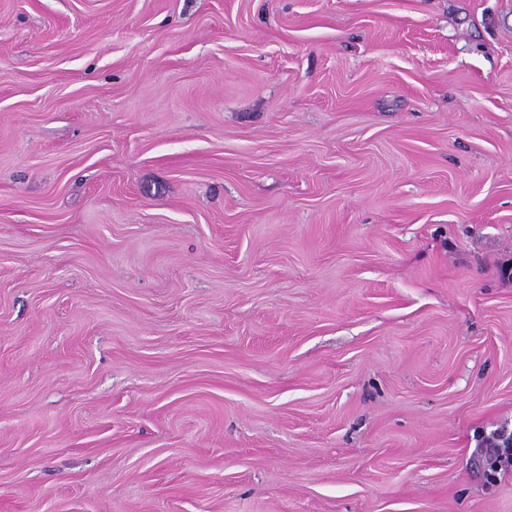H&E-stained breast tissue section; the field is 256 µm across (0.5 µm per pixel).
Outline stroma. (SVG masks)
<instances>
[{"label": "stroma", "mask_w": 512, "mask_h": 512, "mask_svg": "<svg viewBox=\"0 0 512 512\" xmlns=\"http://www.w3.org/2000/svg\"><path fill=\"white\" fill-rule=\"evenodd\" d=\"M512 0H0V512H512ZM480 448L492 472L512 469V432H496L485 437Z\"/></svg>", "instance_id": "35a3bbf8"}]
</instances>
